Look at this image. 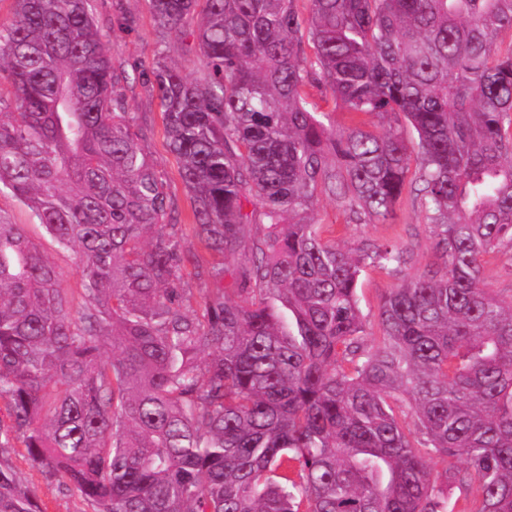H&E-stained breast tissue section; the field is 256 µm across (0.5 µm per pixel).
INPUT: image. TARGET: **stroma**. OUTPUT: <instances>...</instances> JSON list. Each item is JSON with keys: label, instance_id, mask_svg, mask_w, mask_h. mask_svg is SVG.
I'll use <instances>...</instances> for the list:
<instances>
[{"label": "stroma", "instance_id": "35a3bbf8", "mask_svg": "<svg viewBox=\"0 0 512 512\" xmlns=\"http://www.w3.org/2000/svg\"><path fill=\"white\" fill-rule=\"evenodd\" d=\"M95 16L101 27L103 43L115 64L128 76L125 87L127 111L136 113L139 123L147 127L150 136L145 150L155 171L166 181L168 193L175 209L177 223L192 221L191 198L180 174L179 163L167 146L159 102L151 90L152 70L159 52L158 28L148 0H92ZM128 14L136 18L134 31L126 32L117 27L116 17ZM192 37L189 28H181L168 37L167 62L178 67L192 80L206 77L207 69L202 59L190 49ZM320 223L331 225L332 237L345 249L355 248L360 240L371 239L381 243L415 245L416 262L413 272H421L432 259L431 242L421 238L413 242V227L422 225L424 215L410 196H403L397 217L389 223H349L335 199L320 195L315 208ZM13 467L21 483L28 487L47 512H91L90 506L76 494L60 487L55 481L31 468L21 456H13Z\"/></svg>", "mask_w": 512, "mask_h": 512}]
</instances>
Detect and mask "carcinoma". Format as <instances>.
<instances>
[{"label":"carcinoma","instance_id":"carcinoma-1","mask_svg":"<svg viewBox=\"0 0 512 512\" xmlns=\"http://www.w3.org/2000/svg\"><path fill=\"white\" fill-rule=\"evenodd\" d=\"M296 2L150 0L165 32L203 6L208 77L162 50L152 83L191 224L91 0L0 21V195L81 265L74 293L0 211V512H45L15 448L93 512H455L450 486L460 512H512V294L486 279L512 276V0H310L305 35ZM407 186L435 261L373 333L360 275L414 251L343 250L314 210L392 221Z\"/></svg>","mask_w":512,"mask_h":512}]
</instances>
